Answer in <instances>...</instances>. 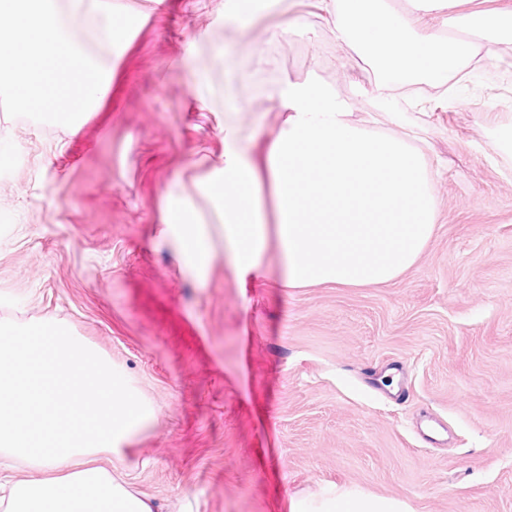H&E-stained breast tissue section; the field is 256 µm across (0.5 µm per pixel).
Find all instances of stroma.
<instances>
[{
	"mask_svg": "<svg viewBox=\"0 0 512 512\" xmlns=\"http://www.w3.org/2000/svg\"><path fill=\"white\" fill-rule=\"evenodd\" d=\"M314 32L274 42V77L312 78L354 102L370 133H404L432 171L435 233L418 262L370 288L281 287L277 248L240 281L222 260L190 275L162 222L173 179L188 196L218 164L225 100L281 119L215 57L234 27L197 43L210 61L209 113L190 109L179 61L211 0L148 19L126 53L135 79L78 133L0 116L16 143L21 195L0 207V322L60 327L124 372L158 412L132 443V488L172 512H289L290 496L333 485L404 502L408 512H512V39L444 85L394 91L386 112L351 46ZM195 42V41H194ZM197 159L188 167L185 157ZM430 414L445 444L418 432Z\"/></svg>",
	"mask_w": 512,
	"mask_h": 512,
	"instance_id": "obj_1",
	"label": "stroma"
}]
</instances>
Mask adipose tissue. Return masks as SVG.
<instances>
[{
    "label": "adipose tissue",
    "instance_id": "ef3b65f1",
    "mask_svg": "<svg viewBox=\"0 0 512 512\" xmlns=\"http://www.w3.org/2000/svg\"><path fill=\"white\" fill-rule=\"evenodd\" d=\"M459 0H318L320 26L333 27L378 75L383 101L401 80L444 82L476 56L487 31L476 16L466 38L437 37L415 13L446 11L459 22ZM257 0H214L211 26L234 22L242 42L221 63H263L268 45L298 35V24L255 33ZM148 12L131 0H0V85L16 112L45 113L79 131L85 116L111 102L129 78L120 61L129 48L118 29ZM282 118L266 155L253 148L260 128L237 119L224 130L222 163L197 183L198 198L171 184L164 224L188 269L223 257L240 279L262 268L276 244L288 288L319 284L370 287L392 281L418 260L434 232L430 172L420 150L400 134L372 135L351 120L353 105L320 82L283 77L267 92ZM224 218L216 253L198 199ZM274 220H267L266 206ZM155 419L125 375L85 343L50 324L0 323V455L38 470L11 489L1 512H154L120 472L127 446ZM111 468L91 465L98 451ZM289 512H404L398 502L327 489L291 499Z\"/></svg>",
    "mask_w": 512,
    "mask_h": 512
}]
</instances>
